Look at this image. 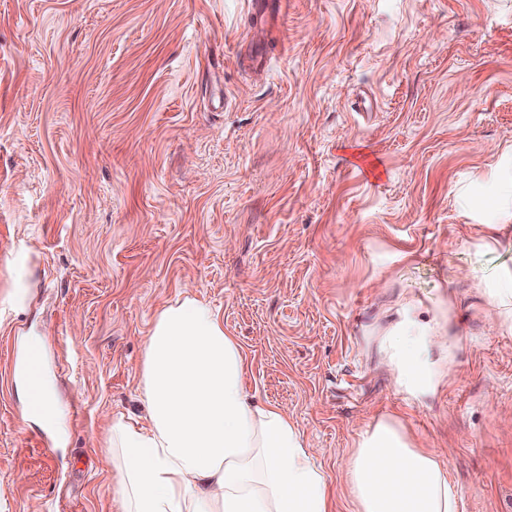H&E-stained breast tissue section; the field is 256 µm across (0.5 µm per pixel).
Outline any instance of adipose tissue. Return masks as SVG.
<instances>
[{
	"instance_id": "adipose-tissue-1",
	"label": "adipose tissue",
	"mask_w": 512,
	"mask_h": 512,
	"mask_svg": "<svg viewBox=\"0 0 512 512\" xmlns=\"http://www.w3.org/2000/svg\"><path fill=\"white\" fill-rule=\"evenodd\" d=\"M487 316L512 330V267L482 284ZM446 343L411 309L378 338L395 386L415 397L438 379L432 349ZM246 357L207 301L185 294L155 315L142 358L144 416L113 415L119 512H334L319 449L276 406L245 389ZM342 473L356 512H461L437 454L386 416L356 434Z\"/></svg>"
}]
</instances>
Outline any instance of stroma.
<instances>
[{
  "label": "stroma",
  "mask_w": 512,
  "mask_h": 512,
  "mask_svg": "<svg viewBox=\"0 0 512 512\" xmlns=\"http://www.w3.org/2000/svg\"><path fill=\"white\" fill-rule=\"evenodd\" d=\"M510 176L512 0H284L273 33L249 0H0V512H117L105 433L187 293L323 450L336 512L385 415L462 512H512V331L479 287L512 253L463 244ZM406 305L450 340L418 399L375 344ZM34 336L61 434L18 391Z\"/></svg>",
  "instance_id": "1"
}]
</instances>
